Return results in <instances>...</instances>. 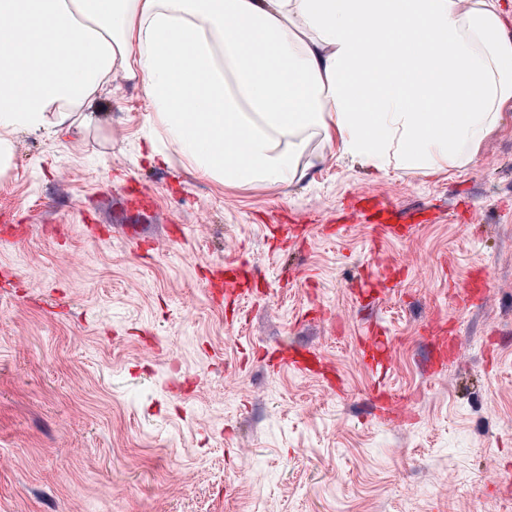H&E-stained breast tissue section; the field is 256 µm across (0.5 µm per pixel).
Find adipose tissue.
Here are the masks:
<instances>
[{
    "label": "adipose tissue",
    "instance_id": "adipose-tissue-1",
    "mask_svg": "<svg viewBox=\"0 0 512 512\" xmlns=\"http://www.w3.org/2000/svg\"><path fill=\"white\" fill-rule=\"evenodd\" d=\"M202 177L274 185L309 134L376 170L469 164L512 109L499 0H0V176L113 71Z\"/></svg>",
    "mask_w": 512,
    "mask_h": 512
}]
</instances>
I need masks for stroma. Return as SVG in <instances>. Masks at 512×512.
I'll return each instance as SVG.
<instances>
[{
  "label": "stroma",
  "mask_w": 512,
  "mask_h": 512,
  "mask_svg": "<svg viewBox=\"0 0 512 512\" xmlns=\"http://www.w3.org/2000/svg\"><path fill=\"white\" fill-rule=\"evenodd\" d=\"M89 110L0 177V512L512 507V110L460 168L314 138L246 187L164 152L123 72Z\"/></svg>",
  "instance_id": "35a3bbf8"
}]
</instances>
